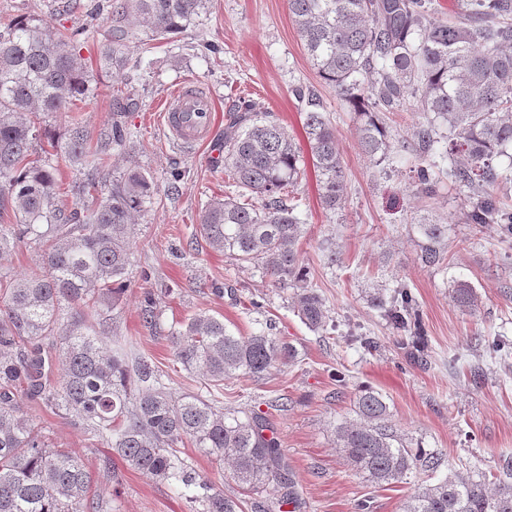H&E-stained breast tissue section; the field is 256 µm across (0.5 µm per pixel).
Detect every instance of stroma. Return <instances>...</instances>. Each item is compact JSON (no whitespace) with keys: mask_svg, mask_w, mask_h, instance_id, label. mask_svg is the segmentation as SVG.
Here are the masks:
<instances>
[{"mask_svg":"<svg viewBox=\"0 0 512 512\" xmlns=\"http://www.w3.org/2000/svg\"><path fill=\"white\" fill-rule=\"evenodd\" d=\"M131 56L122 76L97 75L94 94L75 105L88 128L99 131L112 110L114 87L124 86L138 101L122 117L137 147L135 163L160 186L136 221L132 286L112 325V347L168 368L163 329L206 312L223 318L234 335L269 327L298 349V364L264 380L224 382L225 407L249 408L269 419L288 461L294 501L274 512H355L363 497L372 499V512H402L413 485H367L333 443V424L348 416L354 394L364 387L385 396L400 429L443 449L450 469L490 477L511 462L512 353L490 357L476 340L512 341V239L464 222L467 190L443 178L433 199L422 198L408 168L379 165L361 153L356 116L308 61L288 0H210L206 14L172 38L153 40L148 29L137 28ZM187 80L212 91L217 118L240 100L251 101L274 113L304 151L307 104L294 95L295 86L314 92L335 127L346 183L341 209H323L313 168H306L297 189L307 214L302 256L336 323L330 334L311 332L257 268L192 244L204 204L236 189L225 181L223 164L211 157L212 149L224 145L223 129H216L213 146L189 152L173 145L163 129L160 104ZM425 217L448 226V257L433 268L417 259L423 242L418 222ZM328 236L340 256L330 269L319 262V245ZM145 272L172 288L159 299L157 330L140 314ZM459 281L475 288L477 311L454 303L452 287ZM401 283L415 295L426 331L428 353L421 361L367 301L369 289ZM255 300L260 309L252 308ZM359 335L376 337L378 349L362 348L355 341ZM338 370L346 375L345 386L331 377ZM283 396L288 402L282 408L277 401ZM22 407L56 446L97 470L106 447L33 402L23 401ZM119 475L120 488L105 481L93 487L111 502L112 512H188L174 488L124 465Z\"/></svg>","mask_w":512,"mask_h":512,"instance_id":"stroma-1","label":"stroma"}]
</instances>
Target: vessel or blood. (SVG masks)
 Returning <instances> with one entry per match:
<instances>
[{"label": "vessel or blood", "mask_w": 512, "mask_h": 512, "mask_svg": "<svg viewBox=\"0 0 512 512\" xmlns=\"http://www.w3.org/2000/svg\"><path fill=\"white\" fill-rule=\"evenodd\" d=\"M167 135L187 148H195L214 139L216 102L211 92L186 82L166 98L162 113Z\"/></svg>", "instance_id": "obj_1"}]
</instances>
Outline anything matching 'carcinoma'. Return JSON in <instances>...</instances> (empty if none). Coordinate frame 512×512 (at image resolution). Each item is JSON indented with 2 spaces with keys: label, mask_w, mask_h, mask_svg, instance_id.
<instances>
[{
  "label": "carcinoma",
  "mask_w": 512,
  "mask_h": 512,
  "mask_svg": "<svg viewBox=\"0 0 512 512\" xmlns=\"http://www.w3.org/2000/svg\"><path fill=\"white\" fill-rule=\"evenodd\" d=\"M206 2L108 0L97 70L127 67L132 21L144 20L155 40L170 38L198 19ZM289 7L317 74L356 112L362 152L390 157L384 116L409 98L420 101L424 121L416 140L402 145L420 160L414 186L432 197L437 160L448 161V179L471 192L466 223L494 224L512 237V209L497 194L512 188V0H460L457 20L436 16L432 0H289ZM81 35L32 15L0 30V209L15 217L0 224V256L20 246L41 254L31 275L0 270V512H112L91 496L96 475L51 443L22 409V396L75 421L129 467L179 489L189 512H242L244 501L224 496L181 457L187 442L228 464L243 494L266 492L280 503L291 495V479L269 423L255 411L224 410L221 398L226 379L256 381L295 363L293 345L265 330L236 336L224 320L197 313L166 334L172 365L199 375V391L174 396L168 372L104 344L129 288L132 221L153 204L159 185L135 167L115 179L102 170L112 151L131 148L121 121L136 106L131 95L113 99L110 124L95 136L79 122L61 135L46 124L49 114L92 92ZM293 92L307 100L303 128L319 198L334 212L345 191L336 131L313 93L301 86ZM37 146L80 175L71 195L59 192L55 168L30 159ZM501 157L504 167L494 164ZM304 166L301 149L271 113L251 104L230 113L224 176L242 193L208 201L197 236L241 265L260 266L272 287L291 291L294 312L319 332L329 325V309L301 256L305 216L294 203ZM420 228L421 264H442L447 225ZM169 291L162 285L143 292L145 322L160 325L157 297ZM368 298L393 330L426 351L408 287L376 288ZM452 298L479 308L467 282L454 285ZM352 412L334 427V442L363 481L409 484L445 466L443 450L397 428L381 393L359 390ZM402 512H512V463L491 485L450 471L418 486Z\"/></svg>",
  "instance_id": "carcinoma-1"
}]
</instances>
